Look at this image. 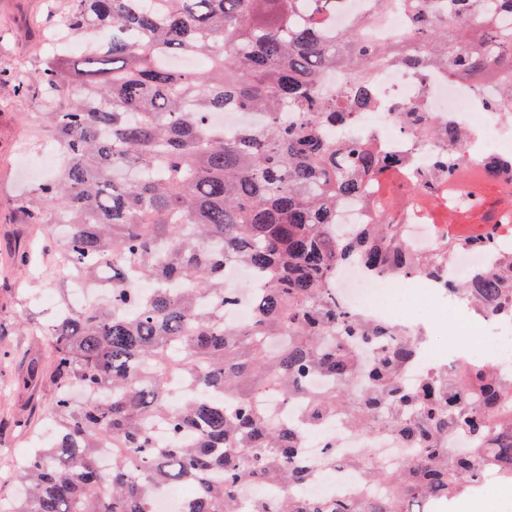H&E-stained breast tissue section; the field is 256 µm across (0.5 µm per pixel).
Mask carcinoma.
Returning <instances> with one entry per match:
<instances>
[{"label": "carcinoma", "instance_id": "1", "mask_svg": "<svg viewBox=\"0 0 512 512\" xmlns=\"http://www.w3.org/2000/svg\"><path fill=\"white\" fill-rule=\"evenodd\" d=\"M374 15L332 36L338 0H71L60 20L80 61L58 48L18 87L37 85L59 174L20 196L27 223L63 224L55 252L66 288L86 284L79 309L41 331L47 337L54 439L22 466V491L0 512H154L156 484L190 483L183 512H406L427 495L437 512L476 488L481 471L450 433L481 436L504 407L512 381L492 366L461 364L409 384L402 379L418 337L372 322L336 295V269L434 275L454 245L417 256L390 216L346 231L338 203L406 162L364 141L336 144V127L377 103L372 69L388 60L422 70L443 63L456 76L512 74V0H372ZM388 11L409 21L412 53L362 34ZM207 60L179 70L173 58ZM350 72L326 97L324 76ZM262 112L261 127L228 132L214 114ZM408 127L456 143V127L405 112ZM450 174L441 155L420 175L430 189ZM488 250L494 229L471 235ZM245 264L265 288L248 324L229 322L236 294L224 266ZM451 292L481 315L512 311V251ZM374 350L366 358L365 348ZM367 389L351 390L357 375ZM315 377L329 386L310 388ZM299 404L294 423H267L266 400ZM343 420L387 432L417 453L399 469L357 461L378 497L353 492L325 501L293 493L274 506L240 488L291 489L337 465L326 439L313 469L294 465L309 428ZM162 423L171 445L155 442ZM493 453L512 457V418ZM112 466L99 465L102 454Z\"/></svg>", "mask_w": 512, "mask_h": 512}]
</instances>
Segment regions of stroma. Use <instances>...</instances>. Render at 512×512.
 I'll return each mask as SVG.
<instances>
[{"instance_id": "35a3bbf8", "label": "stroma", "mask_w": 512, "mask_h": 512, "mask_svg": "<svg viewBox=\"0 0 512 512\" xmlns=\"http://www.w3.org/2000/svg\"><path fill=\"white\" fill-rule=\"evenodd\" d=\"M69 0H0V495L14 487L12 462L29 443L17 420L40 424L52 397L45 337L22 332L19 321L48 325L55 311L39 296L57 291L56 277L13 261L15 242L31 243L34 230L16 209L18 196L34 185L29 168L51 151L39 134L45 107L38 87L19 90L14 80L20 64L38 66L52 53L47 39Z\"/></svg>"}]
</instances>
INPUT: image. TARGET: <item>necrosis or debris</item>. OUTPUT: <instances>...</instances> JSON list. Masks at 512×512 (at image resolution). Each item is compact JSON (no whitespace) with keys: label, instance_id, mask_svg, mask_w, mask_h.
Here are the masks:
<instances>
[{"label":"necrosis or debris","instance_id":"necrosis-or-debris-1","mask_svg":"<svg viewBox=\"0 0 512 512\" xmlns=\"http://www.w3.org/2000/svg\"><path fill=\"white\" fill-rule=\"evenodd\" d=\"M371 76L376 107L357 111L349 126L337 128L336 137L342 140L357 135L386 151L409 154L410 160L406 165L389 170L369 195L344 201L338 210V221L349 227L376 223L388 212L400 215L405 239L418 252L429 251L443 238L455 242L447 279H470L477 270L494 262V254L470 247L467 233L459 228L430 223L426 196L413 192L393 204L384 189L391 181L401 187L410 185L427 167L434 152L441 148L439 143L414 137L406 130L400 114L411 108L427 112L433 122L450 123L466 132L462 145L446 148L455 177L439 184V202L450 199L458 205L467 203L470 189L487 177L492 166L499 168L500 182L511 183L512 125L495 121L484 106L488 96H505L508 82L501 75L478 82L464 81L444 65H434L417 73L396 61L374 68ZM445 281L412 274L384 276L369 272L356 262L344 264L336 272L338 296L347 309L392 324L403 319L423 326L443 317L462 316L465 307L450 293ZM457 334L467 339L468 345L462 351L449 347L443 358L448 364L492 361L503 373H512L511 315L483 316L475 329L461 327ZM443 359L428 346L418 345L406 372L407 379L417 380L437 371ZM326 436L335 438L336 452L345 458L346 464L304 484L300 492L310 499H329L355 487L365 489L368 496L378 495V488L367 485L362 472L349 466V459L369 449L386 466L394 467L409 455L400 442L387 436L370 440L346 426L330 422L306 431L303 444L306 462L319 461L321 440Z\"/></svg>","mask_w":512,"mask_h":512}]
</instances>
